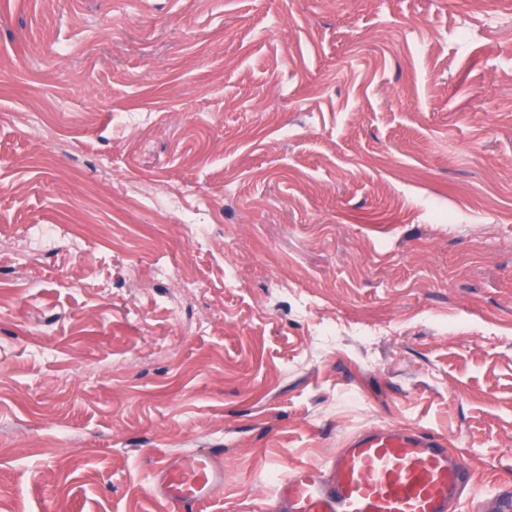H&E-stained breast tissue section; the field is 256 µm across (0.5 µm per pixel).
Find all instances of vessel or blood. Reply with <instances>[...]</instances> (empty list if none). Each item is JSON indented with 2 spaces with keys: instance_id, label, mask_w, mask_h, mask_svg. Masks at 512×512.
<instances>
[{
  "instance_id": "1",
  "label": "vessel or blood",
  "mask_w": 512,
  "mask_h": 512,
  "mask_svg": "<svg viewBox=\"0 0 512 512\" xmlns=\"http://www.w3.org/2000/svg\"><path fill=\"white\" fill-rule=\"evenodd\" d=\"M223 485L222 456L190 452L162 462L155 491L180 512H200ZM471 489L444 439L387 424L349 435L325 467L293 468L274 498L281 512H452Z\"/></svg>"
}]
</instances>
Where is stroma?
<instances>
[{"label": "stroma", "instance_id": "stroma-1", "mask_svg": "<svg viewBox=\"0 0 512 512\" xmlns=\"http://www.w3.org/2000/svg\"><path fill=\"white\" fill-rule=\"evenodd\" d=\"M380 424L512 486V0H0V512Z\"/></svg>", "mask_w": 512, "mask_h": 512}]
</instances>
